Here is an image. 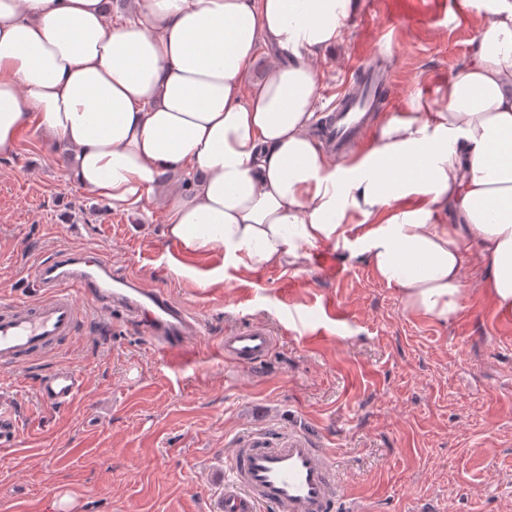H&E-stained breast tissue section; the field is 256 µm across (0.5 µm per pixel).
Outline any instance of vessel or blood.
<instances>
[{
  "instance_id": "obj_1",
  "label": "vessel or blood",
  "mask_w": 512,
  "mask_h": 512,
  "mask_svg": "<svg viewBox=\"0 0 512 512\" xmlns=\"http://www.w3.org/2000/svg\"><path fill=\"white\" fill-rule=\"evenodd\" d=\"M391 96L377 72H369L337 98L320 124L323 141L338 155L367 133L375 113L386 111ZM31 296L0 299V373L11 374L44 359L78 333L85 313L101 317L121 311L136 320L163 363L175 365L196 356L207 326L174 302L162 288L115 272L108 258L86 261L62 248L39 261L31 272ZM276 344L274 331L251 322L225 331L220 350L226 362L253 368ZM81 371L58 365L36 385L41 404L51 410L74 406L84 397ZM22 429L13 408L0 398V452L15 449ZM335 463L324 449L300 436L278 446L254 442L232 449L224 490L216 512H331L339 498Z\"/></svg>"
}]
</instances>
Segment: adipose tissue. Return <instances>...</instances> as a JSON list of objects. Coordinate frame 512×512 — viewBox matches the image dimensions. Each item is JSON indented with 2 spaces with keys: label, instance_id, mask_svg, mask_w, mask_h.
Masks as SVG:
<instances>
[{
  "label": "adipose tissue",
  "instance_id": "adipose-tissue-1",
  "mask_svg": "<svg viewBox=\"0 0 512 512\" xmlns=\"http://www.w3.org/2000/svg\"><path fill=\"white\" fill-rule=\"evenodd\" d=\"M360 0H0V157L41 129L65 179L125 210L164 177L167 234L225 266L343 246L405 310L468 285L512 314V0H461L467 63L339 160L312 133L320 64Z\"/></svg>",
  "mask_w": 512,
  "mask_h": 512
}]
</instances>
